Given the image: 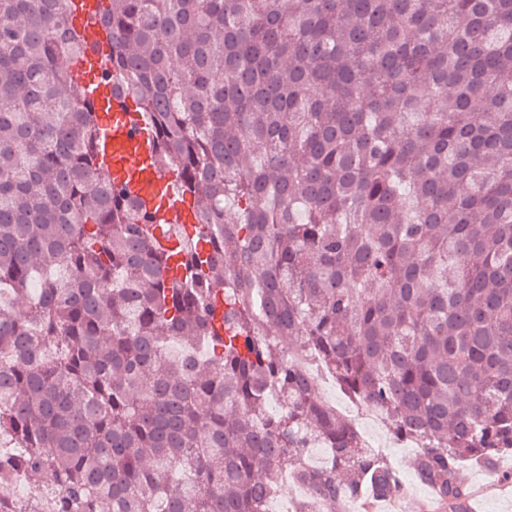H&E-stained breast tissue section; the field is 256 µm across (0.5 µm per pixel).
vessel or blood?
<instances>
[{"label":"vessel or blood","mask_w":512,"mask_h":512,"mask_svg":"<svg viewBox=\"0 0 512 512\" xmlns=\"http://www.w3.org/2000/svg\"><path fill=\"white\" fill-rule=\"evenodd\" d=\"M102 7V0H88L87 8L79 10L74 20L88 51L84 59L76 61L72 72L87 84L110 65L109 36L94 20ZM91 98L96 107L107 108L112 115L111 120L101 122L99 126V161L103 173L113 183L126 185L131 195L141 199L151 198L157 188H165L161 205L164 214L183 224L186 232H193V224L187 221L188 211L174 185V176L161 174L145 165L154 145L141 114L125 111L123 100L117 98L108 86L94 91Z\"/></svg>","instance_id":"vessel-or-blood-1"}]
</instances>
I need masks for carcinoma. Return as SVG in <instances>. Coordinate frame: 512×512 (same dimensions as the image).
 <instances>
[{"label": "carcinoma", "mask_w": 512, "mask_h": 512, "mask_svg": "<svg viewBox=\"0 0 512 512\" xmlns=\"http://www.w3.org/2000/svg\"><path fill=\"white\" fill-rule=\"evenodd\" d=\"M105 2L104 81L195 235L170 280L100 175L67 0H0V512L398 492L299 352L420 448L442 512H467L463 461L511 481L512 0Z\"/></svg>", "instance_id": "cac0c4a2"}]
</instances>
